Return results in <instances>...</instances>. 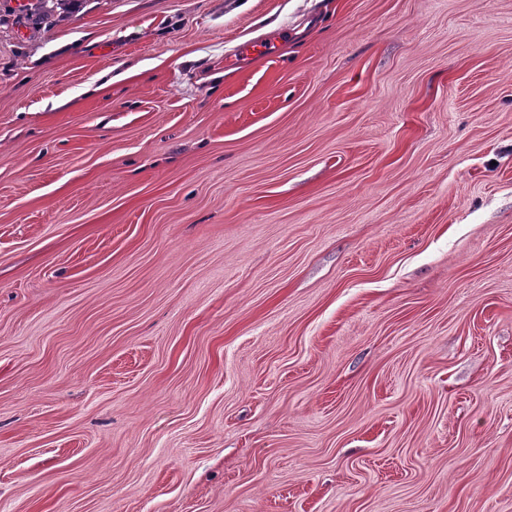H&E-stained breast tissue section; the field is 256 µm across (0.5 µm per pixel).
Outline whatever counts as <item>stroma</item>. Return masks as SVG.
Returning a JSON list of instances; mask_svg holds the SVG:
<instances>
[{
	"instance_id": "35a3bbf8",
	"label": "stroma",
	"mask_w": 512,
	"mask_h": 512,
	"mask_svg": "<svg viewBox=\"0 0 512 512\" xmlns=\"http://www.w3.org/2000/svg\"><path fill=\"white\" fill-rule=\"evenodd\" d=\"M23 13L0 512H512V0ZM277 45L266 38L247 41L239 46L236 53L227 59V66L234 67L244 62L266 57L273 54Z\"/></svg>"
}]
</instances>
